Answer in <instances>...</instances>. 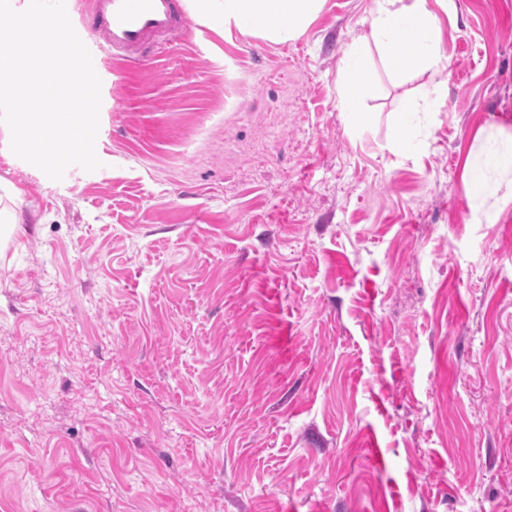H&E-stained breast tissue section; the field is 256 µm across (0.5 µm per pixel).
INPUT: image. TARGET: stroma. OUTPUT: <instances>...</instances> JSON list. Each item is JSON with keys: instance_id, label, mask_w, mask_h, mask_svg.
I'll list each match as a JSON object with an SVG mask.
<instances>
[{"instance_id": "1", "label": "stroma", "mask_w": 512, "mask_h": 512, "mask_svg": "<svg viewBox=\"0 0 512 512\" xmlns=\"http://www.w3.org/2000/svg\"><path fill=\"white\" fill-rule=\"evenodd\" d=\"M371 7L161 38L92 172L0 123V512H512V0H453L438 72L372 58L352 129Z\"/></svg>"}]
</instances>
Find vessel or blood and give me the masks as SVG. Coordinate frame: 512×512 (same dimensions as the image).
Segmentation results:
<instances>
[{
    "label": "vessel or blood",
    "instance_id": "obj_1",
    "mask_svg": "<svg viewBox=\"0 0 512 512\" xmlns=\"http://www.w3.org/2000/svg\"><path fill=\"white\" fill-rule=\"evenodd\" d=\"M75 31L89 49L98 76L104 61L127 74L144 66L146 51L159 36L190 37V21L181 0H87Z\"/></svg>",
    "mask_w": 512,
    "mask_h": 512
}]
</instances>
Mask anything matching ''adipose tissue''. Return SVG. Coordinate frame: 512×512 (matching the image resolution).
Segmentation results:
<instances>
[{"mask_svg": "<svg viewBox=\"0 0 512 512\" xmlns=\"http://www.w3.org/2000/svg\"><path fill=\"white\" fill-rule=\"evenodd\" d=\"M197 20L228 36L240 33L274 44L299 39L322 13L326 0H193ZM368 36L351 41L340 61L341 109L349 127L365 126L364 105L375 90L371 52L385 69L402 78L432 71L444 57L440 19L428 0H373Z\"/></svg>", "mask_w": 512, "mask_h": 512, "instance_id": "ef3b65f1", "label": "adipose tissue"}]
</instances>
